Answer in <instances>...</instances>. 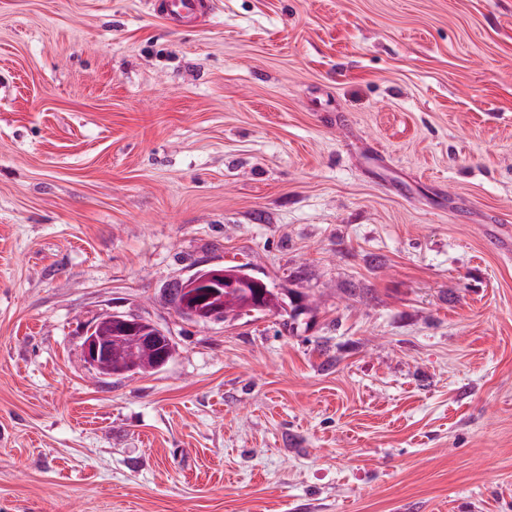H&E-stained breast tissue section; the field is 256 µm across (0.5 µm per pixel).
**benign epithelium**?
Returning a JSON list of instances; mask_svg holds the SVG:
<instances>
[{
  "label": "benign epithelium",
  "mask_w": 512,
  "mask_h": 512,
  "mask_svg": "<svg viewBox=\"0 0 512 512\" xmlns=\"http://www.w3.org/2000/svg\"><path fill=\"white\" fill-rule=\"evenodd\" d=\"M223 288H258L266 291V285L259 279L238 270H214L207 278L191 277L185 282V296L177 308L180 315L192 319H215L221 316L220 295ZM87 364L101 371L104 361L112 354L110 337L97 331V326L87 329L82 345Z\"/></svg>",
  "instance_id": "1"
}]
</instances>
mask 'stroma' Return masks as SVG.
<instances>
[{
  "label": "stroma",
  "mask_w": 512,
  "mask_h": 512,
  "mask_svg": "<svg viewBox=\"0 0 512 512\" xmlns=\"http://www.w3.org/2000/svg\"><path fill=\"white\" fill-rule=\"evenodd\" d=\"M213 2L0 0V512H512V0ZM204 2L211 0H152L150 3L153 11L159 17L165 20L190 19L193 22H199L206 18L212 5ZM198 288L210 289L198 290ZM219 288H224V310L232 314L238 308L240 296L236 289L226 291L225 288H260V291L265 294L267 287L261 280L238 270L225 272L224 269H216L207 278L193 276L185 282V296L177 308L178 314L191 319L221 317ZM113 320L115 326L130 333H134L132 330L137 327L136 333L134 335L121 334L125 332L116 329L118 334L113 335L112 315L103 316L96 325L86 331L82 349L87 364L99 372L102 363L112 354V375L125 374L124 371L129 369L126 357L130 358V364L135 369L134 372H131L133 374H151L160 369L157 367L155 354L151 349L137 348L135 352L130 351L131 340L128 337L132 336L135 342L151 345L155 338L162 340L163 336H152L155 332L159 333V328L149 321L147 323L152 327L149 325L138 326L141 323L138 319L114 317ZM101 323H104L112 331V336H103L101 332L96 333L97 326Z\"/></svg>",
  "instance_id": "35a3bbf8"
}]
</instances>
